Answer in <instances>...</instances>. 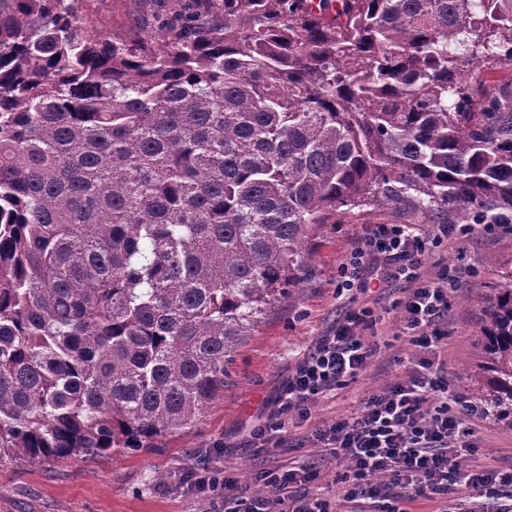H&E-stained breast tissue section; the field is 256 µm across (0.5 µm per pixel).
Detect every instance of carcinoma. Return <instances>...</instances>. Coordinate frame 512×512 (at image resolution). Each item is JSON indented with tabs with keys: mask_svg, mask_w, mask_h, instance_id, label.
<instances>
[{
	"mask_svg": "<svg viewBox=\"0 0 512 512\" xmlns=\"http://www.w3.org/2000/svg\"><path fill=\"white\" fill-rule=\"evenodd\" d=\"M0 0V463L193 428L311 232L512 224V0H168L148 38ZM475 362L512 428V269Z\"/></svg>",
	"mask_w": 512,
	"mask_h": 512,
	"instance_id": "obj_1",
	"label": "carcinoma"
}]
</instances>
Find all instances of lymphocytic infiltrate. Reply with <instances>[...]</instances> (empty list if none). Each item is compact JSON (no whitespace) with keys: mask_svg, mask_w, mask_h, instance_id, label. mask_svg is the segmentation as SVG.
I'll return each instance as SVG.
<instances>
[{"mask_svg":"<svg viewBox=\"0 0 512 512\" xmlns=\"http://www.w3.org/2000/svg\"><path fill=\"white\" fill-rule=\"evenodd\" d=\"M478 229L495 234L500 227L436 224L425 231L414 224H378L358 239L345 259L339 289H351L354 271L373 258L384 262L380 283L406 284L405 296L394 304L399 333L430 354L364 398L353 415L315 426L309 434L310 442L346 463L348 483L341 499L350 504V512H403V504L445 497L452 486L461 492L456 512H512V468L491 472L459 462L473 433L472 419H487V407L450 388L441 366L432 361L442 349L437 325L448 314V295L458 276L444 267L435 278H426L421 257L427 245ZM372 327L365 313H353L333 334L322 337L289 376L269 424L254 429L252 439L270 443L273 433L284 430V415L292 411L310 420L312 405L364 372L374 353L367 336ZM314 478L311 470L294 467L267 475L261 492L213 473L195 477L193 486L203 495L223 490L224 512H271V492L287 504V512H330L327 500L298 490Z\"/></svg>","mask_w":512,"mask_h":512,"instance_id":"obj_1","label":"lymphocytic infiltrate"}]
</instances>
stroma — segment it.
Segmentation results:
<instances>
[{"label":"stroma","instance_id":"obj_1","mask_svg":"<svg viewBox=\"0 0 512 512\" xmlns=\"http://www.w3.org/2000/svg\"><path fill=\"white\" fill-rule=\"evenodd\" d=\"M163 10L162 0H87L84 6L90 34L121 39L150 36ZM424 222V216L412 208L381 204L352 209L335 223L320 226L308 245L301 288L278 303L239 349L223 393L192 429L136 452L44 464L0 463V512H221L223 491L195 495L183 484V475L218 471L256 491L260 472L301 465L317 467L316 490L335 500L346 465L326 449L310 446L306 437L312 425L353 414L366 395L402 375L410 360L425 356L397 336L398 314L391 305L405 295L401 283L363 291L361 282L376 275L366 265L357 275V285L340 294L336 291L340 266L355 240L374 225ZM423 262L427 274L445 265L459 277L448 297L440 360L449 383L479 401L476 383L461 367L477 349V332L487 319L486 300L501 287L503 272L512 263V233L476 232L455 244L430 249ZM366 308L377 319V350L367 371L319 399L310 422L289 419L284 447L250 445L252 429L266 422L296 365L349 314ZM471 442L462 463L489 470L512 467V427L492 418L484 420L477 424Z\"/></svg>","mask_w":512,"mask_h":512}]
</instances>
